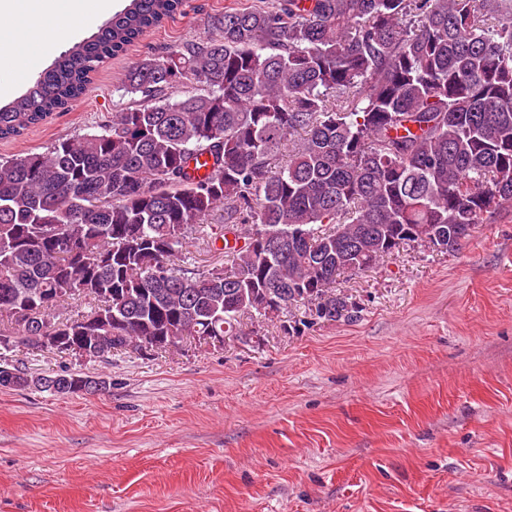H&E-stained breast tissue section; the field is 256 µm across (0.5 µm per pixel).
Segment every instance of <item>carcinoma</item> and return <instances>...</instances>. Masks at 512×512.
I'll return each instance as SVG.
<instances>
[{"mask_svg": "<svg viewBox=\"0 0 512 512\" xmlns=\"http://www.w3.org/2000/svg\"><path fill=\"white\" fill-rule=\"evenodd\" d=\"M182 6L128 0L0 107V140L64 109ZM208 24L217 36L128 71L142 99L111 122L0 161V319L32 315L0 350L62 336L57 351L105 360L162 336H256L242 315L297 303L349 320L331 288L348 265L410 242L454 252L512 206V0H259ZM220 208L243 245L204 223ZM196 235L231 266L189 267ZM76 295L96 302L86 323L56 315ZM92 382L112 386L62 372L40 390Z\"/></svg>", "mask_w": 512, "mask_h": 512, "instance_id": "carcinoma-1", "label": "carcinoma"}]
</instances>
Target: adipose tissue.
Here are the masks:
<instances>
[{"instance_id": "adipose-tissue-1", "label": "adipose tissue", "mask_w": 512, "mask_h": 512, "mask_svg": "<svg viewBox=\"0 0 512 512\" xmlns=\"http://www.w3.org/2000/svg\"><path fill=\"white\" fill-rule=\"evenodd\" d=\"M111 8L112 0H0V21L11 23L13 51L27 52L35 42L48 53L52 34L59 26L82 28Z\"/></svg>"}]
</instances>
